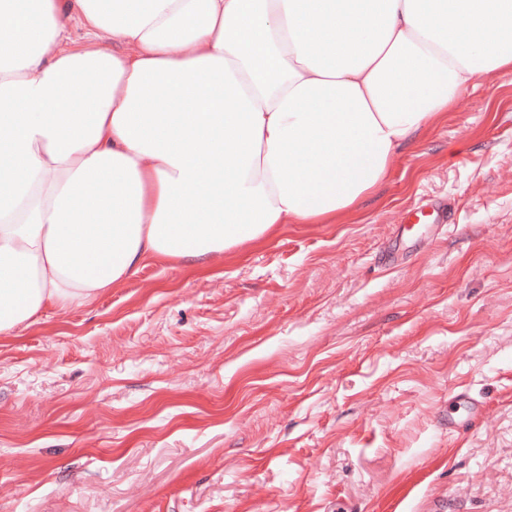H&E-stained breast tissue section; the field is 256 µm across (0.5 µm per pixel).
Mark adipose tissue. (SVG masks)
<instances>
[{"mask_svg": "<svg viewBox=\"0 0 512 512\" xmlns=\"http://www.w3.org/2000/svg\"><path fill=\"white\" fill-rule=\"evenodd\" d=\"M503 68L512 0H0V339L335 223Z\"/></svg>", "mask_w": 512, "mask_h": 512, "instance_id": "ef3b65f1", "label": "adipose tissue"}]
</instances>
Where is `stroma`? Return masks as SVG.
I'll return each instance as SVG.
<instances>
[{
	"label": "stroma",
	"mask_w": 512,
	"mask_h": 512,
	"mask_svg": "<svg viewBox=\"0 0 512 512\" xmlns=\"http://www.w3.org/2000/svg\"><path fill=\"white\" fill-rule=\"evenodd\" d=\"M449 223L397 240L423 199ZM484 417L448 434V394ZM512 512V69L342 224L0 341V512Z\"/></svg>",
	"instance_id": "1"
}]
</instances>
